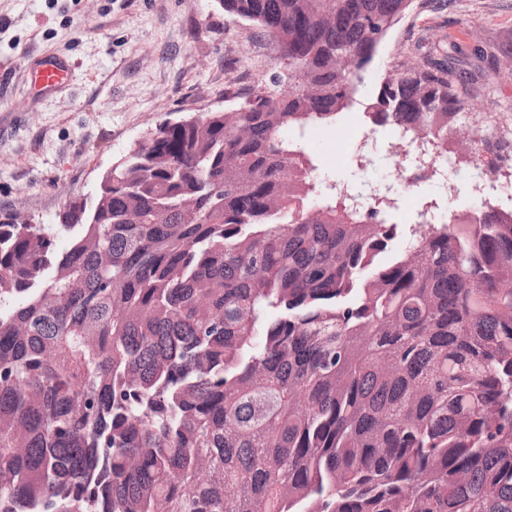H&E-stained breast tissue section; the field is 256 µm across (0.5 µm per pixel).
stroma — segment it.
<instances>
[{"mask_svg": "<svg viewBox=\"0 0 512 512\" xmlns=\"http://www.w3.org/2000/svg\"><path fill=\"white\" fill-rule=\"evenodd\" d=\"M412 0L371 66L422 63L445 47L474 69L475 46L512 54V0ZM59 55L74 66L66 87L38 96L33 62ZM278 44L249 22L229 17L217 0H0V212L37 224L58 221L66 201L95 195L102 175L158 124L239 103L259 80L279 72ZM338 129L308 127L303 140L326 185L359 189L394 170L391 128L371 124L361 105ZM392 242L400 250L413 225L410 207L436 201L441 210L490 200L512 209V190L486 187L483 196H448L438 182L393 180Z\"/></svg>", "mask_w": 512, "mask_h": 512, "instance_id": "stroma-1", "label": "stroma"}]
</instances>
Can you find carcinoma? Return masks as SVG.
Segmentation results:
<instances>
[{
  "label": "carcinoma",
  "mask_w": 512,
  "mask_h": 512,
  "mask_svg": "<svg viewBox=\"0 0 512 512\" xmlns=\"http://www.w3.org/2000/svg\"><path fill=\"white\" fill-rule=\"evenodd\" d=\"M410 5L222 0L287 97L160 123L54 228L0 215V512H512V212L426 208L381 264L396 225L287 136L360 97L427 167L476 140L456 48L364 91Z\"/></svg>",
  "instance_id": "carcinoma-1"
}]
</instances>
